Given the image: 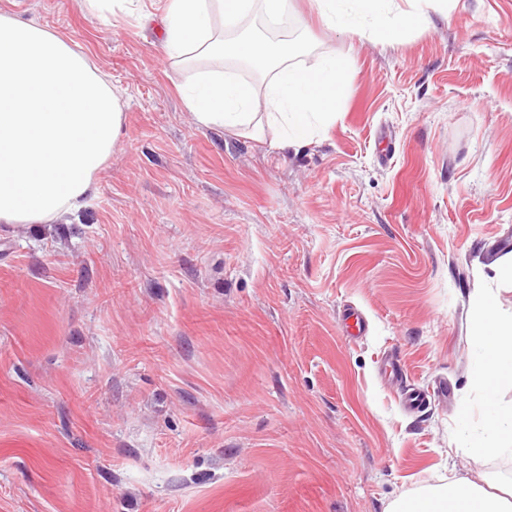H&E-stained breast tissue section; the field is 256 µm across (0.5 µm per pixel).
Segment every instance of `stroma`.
<instances>
[{"mask_svg":"<svg viewBox=\"0 0 512 512\" xmlns=\"http://www.w3.org/2000/svg\"><path fill=\"white\" fill-rule=\"evenodd\" d=\"M158 2L0 0L125 102L81 211L0 224V512H386L512 480L460 449L485 403L473 300L512 316V0L362 37L295 0L292 66L348 71L288 149L194 123V69L138 23Z\"/></svg>","mask_w":512,"mask_h":512,"instance_id":"35a3bbf8","label":"stroma"}]
</instances>
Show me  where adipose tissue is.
<instances>
[{"label": "adipose tissue", "instance_id": "ef3b65f1", "mask_svg": "<svg viewBox=\"0 0 512 512\" xmlns=\"http://www.w3.org/2000/svg\"><path fill=\"white\" fill-rule=\"evenodd\" d=\"M164 50L207 69L181 86L183 105L198 125L223 128L285 148L327 125L346 65L328 57L311 72L289 65L292 46L268 34L295 16L293 0H162ZM330 31L365 35L409 24L429 29L425 12L396 10L394 0H314ZM259 14L262 30L238 34ZM245 64L260 89L225 76L227 62ZM122 100L85 55L36 23L0 13V223L44 224L79 212L98 189L97 176L120 136ZM472 379L491 391L512 379V317L482 297L475 303ZM512 408L487 401L464 449L474 458L512 456ZM391 512H512V484L485 474L461 478L398 500Z\"/></svg>", "mask_w": 512, "mask_h": 512}]
</instances>
